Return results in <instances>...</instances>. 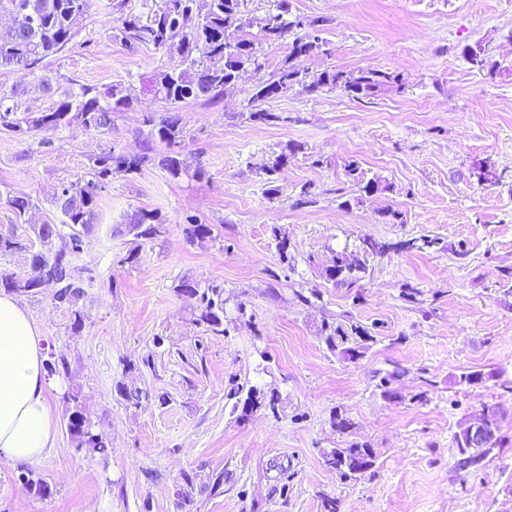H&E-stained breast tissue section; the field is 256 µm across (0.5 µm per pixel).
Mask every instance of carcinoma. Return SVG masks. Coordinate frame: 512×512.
<instances>
[{"label":"carcinoma","instance_id":"1","mask_svg":"<svg viewBox=\"0 0 512 512\" xmlns=\"http://www.w3.org/2000/svg\"><path fill=\"white\" fill-rule=\"evenodd\" d=\"M90 7L91 0H0V13L11 17V24L0 29V71L18 76V83L10 94L0 96V131L26 135L76 122L89 131L108 134L114 126L116 113L132 107L136 96L121 84L102 89L82 86L79 92L65 95L44 112H31L18 102L23 93V82L41 71L49 58L66 48L73 38V19L88 13ZM254 26L259 27L260 38L257 40L247 33ZM121 33L124 41L131 45L152 44L178 56L175 66L147 86L155 98L171 108L189 98L218 100L224 88L234 84L240 73L265 70V48L273 45L284 46L287 53L279 66L261 77L255 85L254 103L276 98L296 86L309 94L338 90L353 99H369L402 85L400 76L372 68L356 71L335 66L314 70L297 68V58L328 57L330 49L326 39L320 36L315 21L305 23L298 17H289L288 0H280L279 12L261 18L245 16L241 0H208L203 14L197 0H161L146 20L138 16L124 19ZM176 38L179 39L177 43L174 42ZM201 45L205 47V53L193 56L194 50ZM9 99L12 104H5ZM144 122L153 126L158 140L168 146L158 165L172 178L180 177L182 167L176 148L182 143V129L178 113L171 111L159 115L149 112ZM151 151L153 146L148 143L143 155L117 154L109 149L96 157L88 178L64 187L56 198V207L61 214L60 224H40L33 229L40 249L31 250V246L14 235L0 236V257L19 251L29 252L26 270L19 274L1 273L0 288L11 292V285L18 281L25 280L30 284L42 279L55 281L58 288L53 294V301L70 310L71 330L79 332L82 316L78 302L84 296V287L73 280L72 272L77 254L84 250L85 230L95 215L98 192L112 174H130L139 170L146 154ZM286 162L287 155L281 153L261 169L268 194H277V175ZM346 174L361 185L366 196L386 190L378 179L363 180L354 161L347 165ZM0 202L20 218L33 207L32 198L25 195H0ZM64 227L68 232H62ZM126 228L137 239H153L159 232L158 215L149 210H137L130 215ZM183 233L188 242L194 243L211 237L212 227L193 221L183 228ZM364 270V263L359 258L348 256L342 259L336 255L331 264L323 267L322 274L336 287H349L355 283L357 274ZM176 292L193 302L198 324L216 335L224 334V290L213 286L203 288L197 282L182 280L176 286ZM323 331L330 349L339 350L350 358L363 353L366 344L373 339L368 329L357 324L327 323ZM276 401L273 394L267 396L251 389L247 392L243 409L249 411L264 406L274 412L277 410ZM65 428L78 450L102 453L109 448L105 434L93 429L77 392L71 394ZM491 453L489 448L461 447L457 470L474 467ZM372 457L371 449L356 444L322 453L324 465L345 479L356 478L366 472L372 466Z\"/></svg>","mask_w":512,"mask_h":512}]
</instances>
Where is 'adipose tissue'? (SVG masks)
I'll return each mask as SVG.
<instances>
[{
	"instance_id": "1",
	"label": "adipose tissue",
	"mask_w": 512,
	"mask_h": 512,
	"mask_svg": "<svg viewBox=\"0 0 512 512\" xmlns=\"http://www.w3.org/2000/svg\"><path fill=\"white\" fill-rule=\"evenodd\" d=\"M42 336L13 295L0 294V461L40 466L52 451L56 421L47 399Z\"/></svg>"
}]
</instances>
